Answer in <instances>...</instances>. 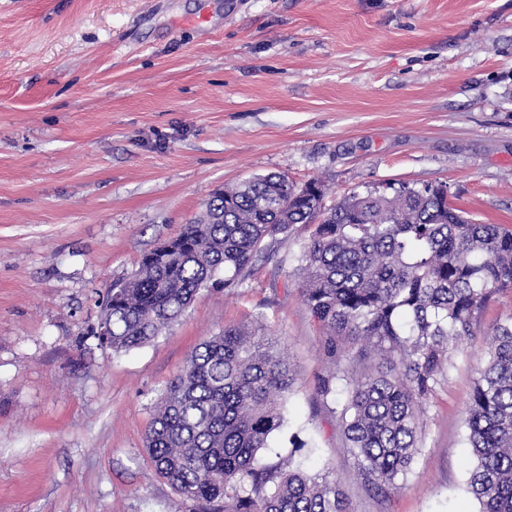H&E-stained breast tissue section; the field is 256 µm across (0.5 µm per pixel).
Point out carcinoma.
<instances>
[{
    "label": "carcinoma",
    "mask_w": 512,
    "mask_h": 512,
    "mask_svg": "<svg viewBox=\"0 0 512 512\" xmlns=\"http://www.w3.org/2000/svg\"><path fill=\"white\" fill-rule=\"evenodd\" d=\"M317 180L270 173L224 190L162 253L107 292L94 337L118 354L177 321L210 285L234 288L265 240L301 226L300 294L324 331L330 369L316 393L334 406L361 488L388 498L424 445L425 402L448 353L472 339L496 295L512 290V227L481 224L448 187L352 193L327 206ZM464 407L477 512H512V318L492 329ZM296 382L284 349L228 326L192 352L164 389L146 434L156 474L200 512H348L327 475L260 456L283 425Z\"/></svg>",
    "instance_id": "cac0c4a2"
}]
</instances>
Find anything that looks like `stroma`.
<instances>
[{
    "label": "stroma",
    "mask_w": 512,
    "mask_h": 512,
    "mask_svg": "<svg viewBox=\"0 0 512 512\" xmlns=\"http://www.w3.org/2000/svg\"><path fill=\"white\" fill-rule=\"evenodd\" d=\"M203 12L207 31L189 24ZM271 172L321 180L329 205L443 183L477 222L512 226V0H0V512H197L145 436L191 353L233 325L279 338L298 370L264 460L299 438L350 512H477L464 405L512 290L452 353L388 498L362 491L315 391L309 229L141 347L90 336L107 289L215 189Z\"/></svg>",
    "instance_id": "35a3bbf8"
}]
</instances>
